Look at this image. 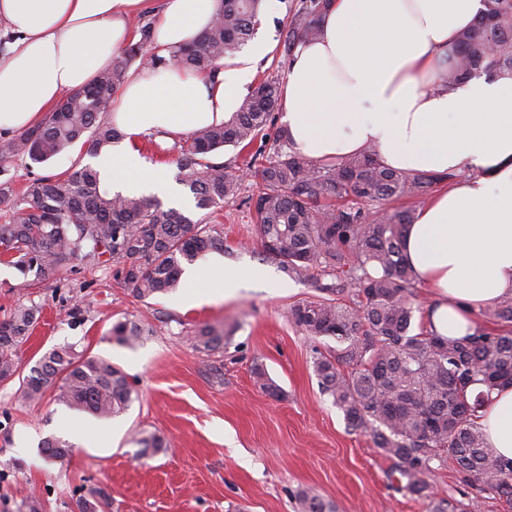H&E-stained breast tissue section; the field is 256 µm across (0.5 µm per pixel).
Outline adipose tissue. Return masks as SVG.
Segmentation results:
<instances>
[{"label": "adipose tissue", "mask_w": 512, "mask_h": 512, "mask_svg": "<svg viewBox=\"0 0 512 512\" xmlns=\"http://www.w3.org/2000/svg\"><path fill=\"white\" fill-rule=\"evenodd\" d=\"M144 0H0V24L14 37L0 56V133L29 129L64 94L108 69L131 39ZM218 0H163L154 43L183 44L212 24ZM482 0H326L319 35L298 44L282 88L291 145L325 162L373 147L402 171L454 174L417 209L405 254L431 296L424 328L460 338L475 313L512 294V72L453 88L434 84ZM259 36L219 63L217 77L140 68L112 99L119 144L95 160L113 191L176 197L164 171L146 167L134 146L144 135L172 138L219 124L250 92L253 65L273 53ZM187 270L189 286L213 299L235 296L260 270ZM478 424L490 447L512 460V387L492 393Z\"/></svg>", "instance_id": "adipose-tissue-1"}]
</instances>
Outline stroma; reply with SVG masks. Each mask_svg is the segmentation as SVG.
Returning a JSON list of instances; mask_svg holds the SVG:
<instances>
[{
    "label": "stroma",
    "instance_id": "stroma-1",
    "mask_svg": "<svg viewBox=\"0 0 512 512\" xmlns=\"http://www.w3.org/2000/svg\"><path fill=\"white\" fill-rule=\"evenodd\" d=\"M73 148L43 164L17 159L0 172L14 193L45 175L91 164ZM224 236L226 267L253 266L271 274L275 287L257 282L231 300L176 305L187 285L159 298L136 300L109 266L61 271L31 288L18 287L16 271L0 264V319L21 303L41 306L32 335L19 350L22 370L63 345L120 368L139 392L125 412L103 420L68 411L44 396L22 401L19 380L0 382V512H78V496L94 489L112 499L111 512H298L308 491L336 512H426L424 501L398 489L390 461L368 433L348 428L313 371L314 350L334 349L333 339L313 340L288 318L290 306L315 299L307 281L286 277L264 251L253 218L239 200L208 210L189 208ZM132 319L152 333L135 348L117 345L110 330ZM223 323L224 380L206 372L207 358L190 334ZM263 364L281 388L272 397L252 374ZM72 415L73 446L65 460L47 459L40 444L64 436L59 417ZM114 432L100 447L94 427ZM170 443L165 453L137 459L139 431ZM30 443L28 456L18 446Z\"/></svg>",
    "mask_w": 512,
    "mask_h": 512
}]
</instances>
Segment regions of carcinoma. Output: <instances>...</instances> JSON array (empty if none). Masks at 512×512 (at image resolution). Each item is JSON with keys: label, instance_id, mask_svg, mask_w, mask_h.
Segmentation results:
<instances>
[{"label": "carcinoma", "instance_id": "carcinoma-1", "mask_svg": "<svg viewBox=\"0 0 512 512\" xmlns=\"http://www.w3.org/2000/svg\"><path fill=\"white\" fill-rule=\"evenodd\" d=\"M474 25L462 32L448 67L438 71L439 85L452 88L476 76L512 71V0H482ZM261 0H221L208 30L167 50L153 46L154 20L143 15L133 30L134 43L121 50L112 67L86 87L66 94L55 110L19 137L0 144V165L12 158L44 163L79 143L91 155L123 138L103 116L112 96L125 84L130 67L174 66L210 74L255 33ZM323 0H299L280 33L283 56L290 58L303 40L318 35ZM280 107L279 83L261 80L221 125L197 130L183 142L161 149L176 154L178 179L207 210L239 195L236 165L220 158L224 147L254 149L246 168L257 194L254 211L266 253L293 280H312L316 300L290 309L293 323L313 339L331 338L336 350L314 351L313 370L321 391L332 398L348 427L368 429L372 441L391 461L404 489L427 501L426 512H477L478 499H437L429 475L452 462L462 481L512 512V461L489 447L477 424L491 394L512 387V333L478 329L471 336L445 338L414 331L415 274L404 254L415 205L430 189L454 179L451 174L406 172L383 166L371 147L317 163L291 146L288 129L276 127L274 151H265L268 131ZM0 198L13 199L9 222L0 224V247L7 265L25 287L76 264L115 267V278L133 297L147 299L170 292L183 267L209 251H224V238L199 227L175 208L162 209L137 195H113L90 166L62 176L31 180L13 196L10 182ZM348 288L355 305L341 301ZM35 305L20 304L0 320V381L18 371L17 353L37 321ZM485 314L503 327L512 325V295ZM146 334L129 319L112 325V339L133 348ZM224 327L203 324L191 340L206 357L224 352ZM259 387L271 396L279 386L263 365H254ZM69 408L107 419L138 398L127 375L111 363L78 354L70 346L46 352L22 378L21 398L34 401L46 392ZM139 458L163 453L167 441L141 433ZM42 452L60 460L71 445L59 438L43 442ZM300 512H335L316 494L298 495ZM79 512H107L108 496L96 490L78 500Z\"/></svg>", "mask_w": 512, "mask_h": 512}]
</instances>
